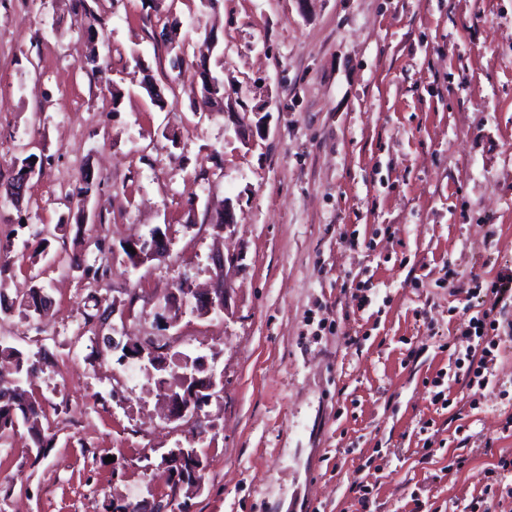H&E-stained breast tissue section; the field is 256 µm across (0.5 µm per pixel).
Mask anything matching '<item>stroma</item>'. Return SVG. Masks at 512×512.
Here are the masks:
<instances>
[{
  "label": "stroma",
  "mask_w": 512,
  "mask_h": 512,
  "mask_svg": "<svg viewBox=\"0 0 512 512\" xmlns=\"http://www.w3.org/2000/svg\"><path fill=\"white\" fill-rule=\"evenodd\" d=\"M101 15L100 75L75 0H0V342L46 359L30 390L48 440H0V512L151 501L149 461L189 446L207 460L183 512H481L512 453V342L494 386L453 382L445 408L433 381L477 281L512 266V0H101ZM166 25L186 54L214 42L225 106L267 114L265 137L243 145L194 111L198 75L172 69ZM85 174L96 224L66 198ZM225 200L237 226L219 241ZM156 228L167 257L134 265L125 243ZM218 248L239 256L230 314L185 307L164 327L166 294L206 286ZM36 282L48 303L28 319ZM165 332L223 381L205 434L165 419L147 362L100 343Z\"/></svg>",
  "instance_id": "35a3bbf8"
}]
</instances>
